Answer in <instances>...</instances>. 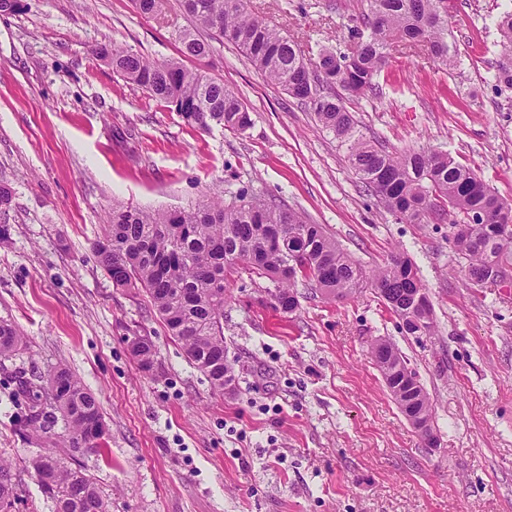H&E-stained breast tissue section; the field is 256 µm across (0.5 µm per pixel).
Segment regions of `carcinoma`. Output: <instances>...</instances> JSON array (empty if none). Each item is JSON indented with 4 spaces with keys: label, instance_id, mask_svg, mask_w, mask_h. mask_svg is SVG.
Masks as SVG:
<instances>
[{
    "label": "carcinoma",
    "instance_id": "1",
    "mask_svg": "<svg viewBox=\"0 0 512 512\" xmlns=\"http://www.w3.org/2000/svg\"><path fill=\"white\" fill-rule=\"evenodd\" d=\"M364 2V28L356 30L354 44L344 52L322 51L312 64L288 36L250 13L245 0H179L198 25L236 45L267 81L315 113L322 127L346 147L347 162L365 190L390 213L414 224L440 211L485 216L476 226L456 225L451 238L467 261L468 282L493 268L512 270V203L446 153L422 149L396 155L377 146L358 130L343 96L376 90L373 79L387 65L386 50L395 38L424 43L437 61L453 65L448 0ZM134 4L141 15L152 17L162 12L164 0ZM498 31L505 55L512 57V11L501 16ZM177 40L186 58L201 60L211 52L210 43L189 30L179 32ZM96 55L126 81L173 105L192 127L242 132L251 124L249 112L223 81L178 60H150L106 47ZM276 243L282 249L271 258L267 247ZM94 252L113 284L144 290L189 361L221 394L225 283L238 266H249L276 282V305L286 313L297 307L294 288L299 281L334 300L368 284L397 315L416 292L425 290L409 261L395 258L368 272L321 225L277 205L257 206L244 195L227 205L207 201L182 210L116 208ZM24 344L16 326L1 320L0 362L16 356ZM370 348L379 355L377 366L401 412L410 421L431 422L424 388L403 382L406 360L399 350L383 339L372 340ZM132 351L143 367H150L153 349L147 338L134 337ZM15 382V397L24 409L15 415L14 426L23 438L38 441L58 422L64 424V455L46 448L25 462L53 500L55 512H112L111 502L80 464L82 457L101 448L105 435L97 396L65 368L47 380L21 371ZM15 501L12 464L0 459V504Z\"/></svg>",
    "mask_w": 512,
    "mask_h": 512
}]
</instances>
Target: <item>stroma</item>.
Wrapping results in <instances>:
<instances>
[{"label": "stroma", "instance_id": "1", "mask_svg": "<svg viewBox=\"0 0 512 512\" xmlns=\"http://www.w3.org/2000/svg\"><path fill=\"white\" fill-rule=\"evenodd\" d=\"M0 14V184L12 190L0 246V320L26 346L0 366V457L19 485L14 512H54L25 467L59 442L15 432L16 372L68 368L97 394L107 445L84 463L112 512H512V290L469 287L451 215L407 224L365 192L346 150L313 112L266 81L232 44L203 61L251 117L241 133L186 125L173 107L97 60L95 47L179 55L190 25L168 0L147 18L132 0H23ZM305 59L348 49L360 0H247ZM512 0H450L459 63L394 42L377 94L348 109L393 153L431 148L512 201V92L499 90L497 30ZM320 224L366 269L407 258L436 331L404 335L371 288L329 300L306 288L277 309L274 282L241 268L226 281L232 389L213 393L145 294L113 286L92 245L116 205L186 208L240 193ZM150 337L143 370L131 350ZM393 343L432 404L438 447L400 412L369 343Z\"/></svg>", "mask_w": 512, "mask_h": 512}]
</instances>
